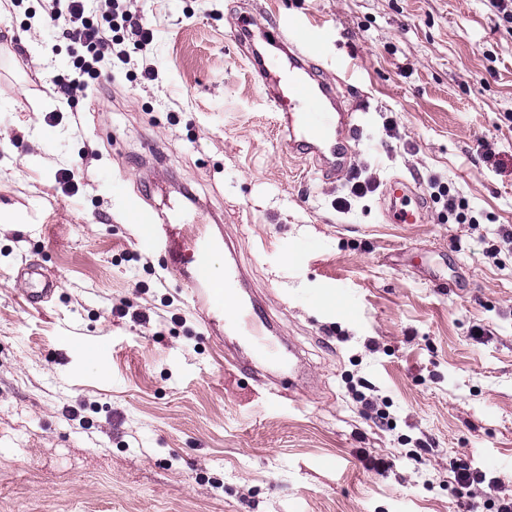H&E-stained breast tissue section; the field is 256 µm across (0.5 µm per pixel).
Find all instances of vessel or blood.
<instances>
[{"label":"vessel or blood","mask_w":512,"mask_h":512,"mask_svg":"<svg viewBox=\"0 0 512 512\" xmlns=\"http://www.w3.org/2000/svg\"><path fill=\"white\" fill-rule=\"evenodd\" d=\"M286 41L290 49L287 73L273 77L268 64L257 58L253 66L258 80L269 94L271 107L282 117L280 127L288 137L289 152L302 156L315 154L317 172L325 178L336 176L344 171L354 152L356 108L342 103L335 83L308 73V62L320 46L316 30L301 26ZM381 212L386 220L396 224H421L425 221L427 204L416 197L408 180L394 177L386 182L381 194ZM170 271L183 282L196 309H223L225 326L244 337L249 349L285 361L280 342L266 331L255 308L247 306L237 293L239 268H225L224 293L220 296L215 294L211 276L204 267L190 269L175 262ZM19 273L32 284L30 303L36 305L51 297L56 280L50 273L25 263L21 264Z\"/></svg>","instance_id":"obj_1"}]
</instances>
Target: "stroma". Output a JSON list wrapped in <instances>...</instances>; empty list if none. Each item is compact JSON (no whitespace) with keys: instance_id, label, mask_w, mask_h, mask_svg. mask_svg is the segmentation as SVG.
<instances>
[{"instance_id":"stroma-1","label":"stroma","mask_w":512,"mask_h":512,"mask_svg":"<svg viewBox=\"0 0 512 512\" xmlns=\"http://www.w3.org/2000/svg\"><path fill=\"white\" fill-rule=\"evenodd\" d=\"M128 7L153 41L106 54L105 88L68 99L52 80L83 49L49 0L0 9V512H467L512 495V24L488 0ZM247 14L321 25L320 75L367 112L347 173L286 153L238 37ZM399 175L424 223L380 219ZM118 184L175 218L171 249L128 222ZM210 250L238 257L240 296L305 364L289 399L270 398L285 366H228L240 337L203 328L167 268ZM24 260L57 275L38 309ZM462 454L486 475L468 496Z\"/></svg>"}]
</instances>
